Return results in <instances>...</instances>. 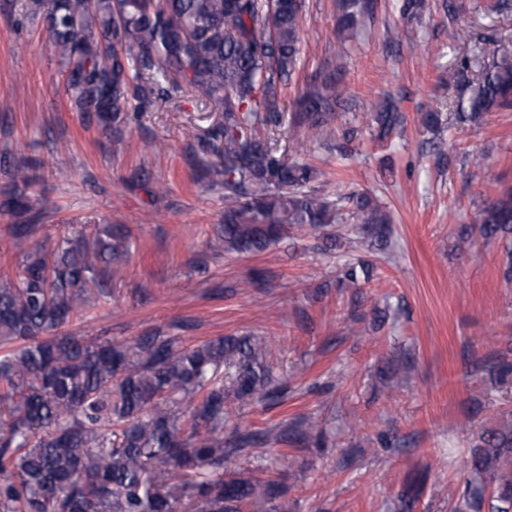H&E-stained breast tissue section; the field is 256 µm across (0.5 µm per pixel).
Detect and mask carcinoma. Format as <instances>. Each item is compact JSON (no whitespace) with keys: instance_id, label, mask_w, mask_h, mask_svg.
<instances>
[{"instance_id":"cac0c4a2","label":"carcinoma","mask_w":512,"mask_h":512,"mask_svg":"<svg viewBox=\"0 0 512 512\" xmlns=\"http://www.w3.org/2000/svg\"><path fill=\"white\" fill-rule=\"evenodd\" d=\"M304 0H4L3 9L40 20L68 71L78 111L121 139L128 106L170 99L187 87L223 113L199 179L224 186L217 238L228 254L258 253L293 229L337 222L342 203L376 243L388 242L390 212L369 192L330 202L320 171L276 156L259 130L282 123L281 91L296 70ZM373 15V0H341L337 28L349 35ZM455 120L480 124L512 106V53L493 55L472 74L462 63ZM333 73L313 77L295 101L292 124L318 141L348 100ZM379 140L400 125L386 95L371 113ZM19 164L0 191V210L17 217L19 279L0 286V512H290L275 481L230 471L264 447L266 431L224 439L234 401H264L279 387L257 337H218L185 346L156 332L133 343L59 336L80 308L112 294L127 250L122 224L91 237H33L42 201ZM479 234L512 235V190L482 211ZM469 466L497 512H512V430L482 438Z\"/></svg>"}]
</instances>
